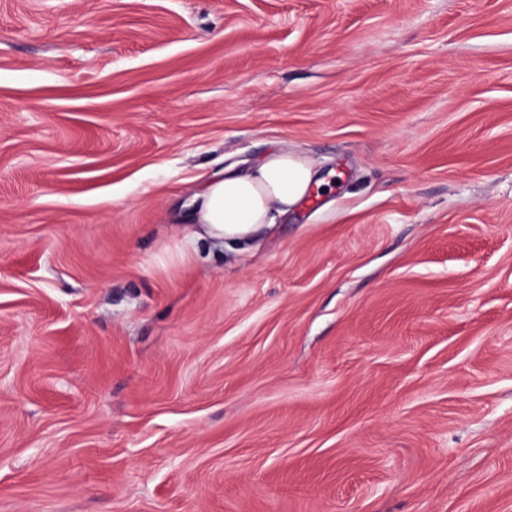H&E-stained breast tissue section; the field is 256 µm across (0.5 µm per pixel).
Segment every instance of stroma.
<instances>
[{
  "instance_id": "1",
  "label": "stroma",
  "mask_w": 512,
  "mask_h": 512,
  "mask_svg": "<svg viewBox=\"0 0 512 512\" xmlns=\"http://www.w3.org/2000/svg\"><path fill=\"white\" fill-rule=\"evenodd\" d=\"M0 512H512V0H0ZM322 183L310 160L282 150L270 152L247 173L204 179L185 211L173 215L187 225L182 255L198 253L200 244L249 249Z\"/></svg>"
}]
</instances>
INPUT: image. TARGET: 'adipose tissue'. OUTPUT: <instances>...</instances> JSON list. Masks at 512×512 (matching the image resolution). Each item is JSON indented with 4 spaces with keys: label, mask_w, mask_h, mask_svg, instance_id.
<instances>
[{
    "label": "adipose tissue",
    "mask_w": 512,
    "mask_h": 512,
    "mask_svg": "<svg viewBox=\"0 0 512 512\" xmlns=\"http://www.w3.org/2000/svg\"><path fill=\"white\" fill-rule=\"evenodd\" d=\"M313 164L305 157L275 150L249 172L204 179L174 220L184 224L183 252L200 245L249 248L270 233L317 186Z\"/></svg>",
    "instance_id": "adipose-tissue-1"
}]
</instances>
